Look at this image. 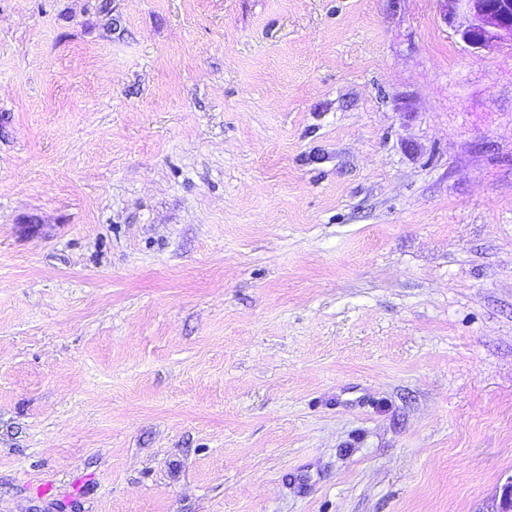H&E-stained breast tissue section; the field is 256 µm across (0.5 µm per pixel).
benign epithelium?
I'll return each mask as SVG.
<instances>
[{"instance_id": "1", "label": "benign epithelium", "mask_w": 512, "mask_h": 512, "mask_svg": "<svg viewBox=\"0 0 512 512\" xmlns=\"http://www.w3.org/2000/svg\"><path fill=\"white\" fill-rule=\"evenodd\" d=\"M445 17L461 19L458 32L478 49L494 43L512 44V0H443ZM489 512H512V476L501 486Z\"/></svg>"}]
</instances>
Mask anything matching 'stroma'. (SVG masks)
<instances>
[{
	"instance_id": "1",
	"label": "stroma",
	"mask_w": 512,
	"mask_h": 512,
	"mask_svg": "<svg viewBox=\"0 0 512 512\" xmlns=\"http://www.w3.org/2000/svg\"><path fill=\"white\" fill-rule=\"evenodd\" d=\"M512 45L442 0H0V512H489Z\"/></svg>"
}]
</instances>
